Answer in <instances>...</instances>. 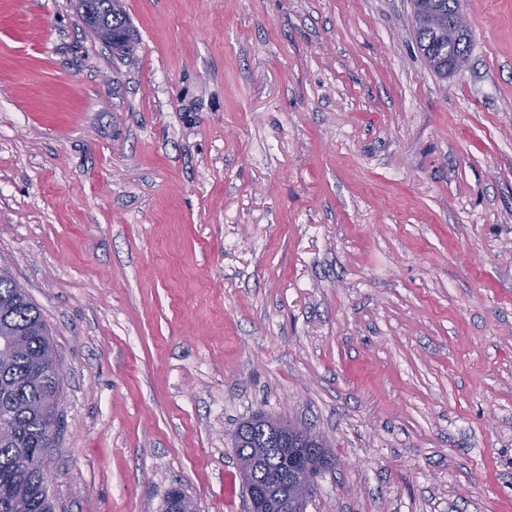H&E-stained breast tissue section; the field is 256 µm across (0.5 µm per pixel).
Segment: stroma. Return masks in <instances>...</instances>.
<instances>
[{
  "label": "stroma",
  "mask_w": 512,
  "mask_h": 512,
  "mask_svg": "<svg viewBox=\"0 0 512 512\" xmlns=\"http://www.w3.org/2000/svg\"><path fill=\"white\" fill-rule=\"evenodd\" d=\"M0 0V267L62 371L55 512H249L258 411L336 457L305 512H512V0ZM81 2L89 6L94 23L112 27L116 36L115 40L109 41L112 43V52L118 56H121L120 53H127L126 50L129 51L130 46V23L121 4L119 9L115 10L112 8L113 0H83ZM413 19L418 47L428 68L435 74L448 77L449 67L456 59L468 60L472 42V30L464 27L454 35H448L445 27L433 26L426 16L441 14L448 19L461 12L460 0H413Z\"/></svg>",
  "instance_id": "1"
}]
</instances>
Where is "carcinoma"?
I'll use <instances>...</instances> for the list:
<instances>
[{
    "instance_id": "cac0c4a2",
    "label": "carcinoma",
    "mask_w": 512,
    "mask_h": 512,
    "mask_svg": "<svg viewBox=\"0 0 512 512\" xmlns=\"http://www.w3.org/2000/svg\"><path fill=\"white\" fill-rule=\"evenodd\" d=\"M113 0H88L93 22L112 27L116 39L112 52L124 54L130 46V23L123 9L112 8ZM413 19L418 47L428 68L435 74L448 77L449 67L456 59L469 58L472 30L466 26L454 35L448 27L433 26L426 16L441 14L454 17L461 12L460 0H412ZM11 352L6 362L0 361V420L13 428L12 436L0 439V512H55L52 494L41 483L49 449L45 442L55 423V412L39 415L33 405L53 394L50 379L33 382L38 368L54 362V346L47 323L40 309L26 292L16 288L9 274L0 276V352ZM289 421L257 413L241 424L234 435L238 458L250 455L255 448L264 452L256 457L253 481L266 485L271 473L285 466L288 452L308 455L318 448L328 447L325 439L307 443L289 435ZM195 512L185 493L173 488L165 503V512L175 504Z\"/></svg>"
}]
</instances>
